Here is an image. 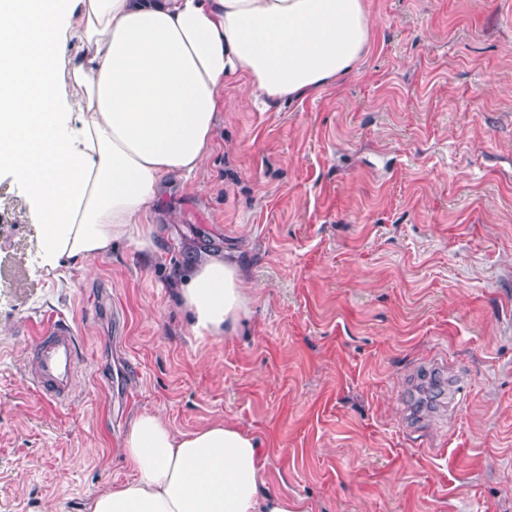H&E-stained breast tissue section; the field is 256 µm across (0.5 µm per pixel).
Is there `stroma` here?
Here are the masks:
<instances>
[{"mask_svg":"<svg viewBox=\"0 0 512 512\" xmlns=\"http://www.w3.org/2000/svg\"><path fill=\"white\" fill-rule=\"evenodd\" d=\"M356 70L300 101L245 106L134 241L48 274L40 227L0 170V512H89L131 479L133 419L257 435L272 491L309 512H512V0H366ZM228 254L254 301L200 337L178 302ZM73 320L67 403L22 365L32 325Z\"/></svg>","mask_w":512,"mask_h":512,"instance_id":"obj_1","label":"stroma"}]
</instances>
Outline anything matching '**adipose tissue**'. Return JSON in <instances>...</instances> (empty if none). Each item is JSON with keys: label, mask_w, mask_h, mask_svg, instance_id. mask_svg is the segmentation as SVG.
Segmentation results:
<instances>
[{"label": "adipose tissue", "mask_w": 512, "mask_h": 512, "mask_svg": "<svg viewBox=\"0 0 512 512\" xmlns=\"http://www.w3.org/2000/svg\"><path fill=\"white\" fill-rule=\"evenodd\" d=\"M366 0H0V168L35 204L42 265L153 248L149 207L207 159L226 79L247 104L336 84L369 50ZM179 301L197 336H229L252 301L240 267L208 258ZM132 480L91 512H295L269 487L261 441L229 422L176 433L154 414L123 445Z\"/></svg>", "instance_id": "adipose-tissue-1"}]
</instances>
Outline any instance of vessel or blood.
Segmentation results:
<instances>
[{
    "label": "vessel or blood",
    "mask_w": 512,
    "mask_h": 512,
    "mask_svg": "<svg viewBox=\"0 0 512 512\" xmlns=\"http://www.w3.org/2000/svg\"><path fill=\"white\" fill-rule=\"evenodd\" d=\"M32 334L23 358L24 369L40 395L66 402L80 371L76 326L60 316L39 324Z\"/></svg>",
    "instance_id": "1"
}]
</instances>
